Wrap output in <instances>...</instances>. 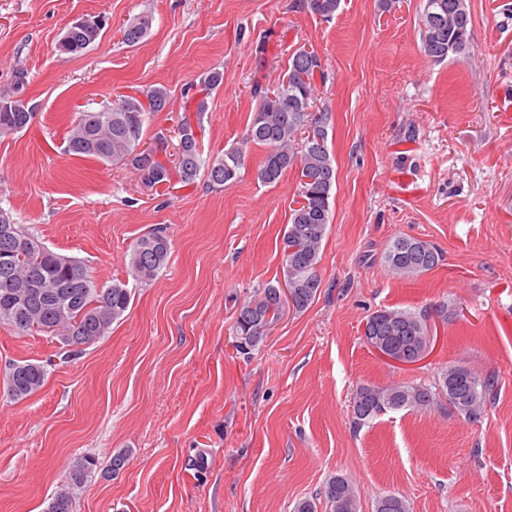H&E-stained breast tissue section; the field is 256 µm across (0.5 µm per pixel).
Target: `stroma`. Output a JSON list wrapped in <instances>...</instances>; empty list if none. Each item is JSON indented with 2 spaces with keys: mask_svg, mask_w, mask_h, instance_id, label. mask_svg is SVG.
<instances>
[{
  "mask_svg": "<svg viewBox=\"0 0 512 512\" xmlns=\"http://www.w3.org/2000/svg\"><path fill=\"white\" fill-rule=\"evenodd\" d=\"M424 5L341 0L326 21L304 0H0V90L24 71L37 105L0 139V208L105 286L126 279L140 235L160 227L171 243L109 336L23 401L0 384V512H45L83 455L97 464L77 512H293L334 475L356 484L360 512L389 493L409 512H512V0H470L472 56L439 64L420 50ZM144 12L152 29L127 46L122 29ZM90 15L105 21L101 39L59 53L66 26ZM300 47L322 59L316 106L337 169L322 283L246 357L236 306L280 275L297 168L263 183L266 149L252 145L231 185L149 187L125 165L69 154L67 131L80 112L163 84L170 103L143 127L151 144L218 66L200 136L216 154L241 144L254 81L275 85ZM398 237L429 241L442 262L393 278L381 254ZM381 308L428 315L425 358L396 364L365 343ZM58 343L0 323V377ZM453 363L498 380L480 418L399 410L354 429L357 386L431 384ZM120 452L128 461L110 473Z\"/></svg>",
  "mask_w": 512,
  "mask_h": 512,
  "instance_id": "stroma-1",
  "label": "stroma"
}]
</instances>
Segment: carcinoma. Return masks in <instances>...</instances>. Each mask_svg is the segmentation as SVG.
Segmentation results:
<instances>
[{
  "label": "carcinoma",
  "instance_id": "1",
  "mask_svg": "<svg viewBox=\"0 0 512 512\" xmlns=\"http://www.w3.org/2000/svg\"><path fill=\"white\" fill-rule=\"evenodd\" d=\"M314 14L330 18L340 0H305ZM153 17L141 14L123 28V42L134 47L150 32ZM421 51L430 60L470 57L472 19L466 0H426L421 14ZM103 24L91 28H69L57 43L64 54H79L102 37ZM323 73L317 53L296 49L274 88L256 84L253 112L245 143L266 147L258 178L267 184L279 180L288 168H298L299 206L290 209L282 237V277L291 285L292 307L302 312L314 301L321 287L318 273L320 251L331 219V191L336 185V168L327 144H318L316 135L327 130L329 115L313 110L315 76ZM146 101L122 96L111 109L81 112L68 130V152L79 157L122 163L137 171L149 186L169 184L173 179L190 185L199 173L208 182L222 187L234 182L243 165L245 151L231 148L208 159L202 158L197 136L190 135L191 120L183 115L177 125L178 143L172 165L151 159L157 146L169 148L168 137L156 134L152 145L141 151L143 126L148 115L164 111L170 102L167 87L154 86L144 93ZM31 110L0 111V138L24 130L33 118ZM18 237L0 239V322L22 332L36 321L41 331L60 339L64 349L45 360H24L11 365L3 377L8 395L17 401L38 392L45 384L53 358L61 362L81 353L68 346L89 347L112 330V324L128 310L131 291L118 281L108 287L96 282L80 260L58 254L44 245L30 228L15 225ZM170 252L168 237L161 229L138 237L130 247L127 275L137 284L153 281L166 266ZM384 266L397 279H413L434 269L442 254L430 242L414 237H398L382 253ZM280 285L268 284L243 300L235 311L236 349L246 355L266 340L284 309ZM368 345L381 344L401 360L418 362L431 345L426 315L408 309L381 308L371 313L363 331ZM497 396V380L462 365H450L438 383L379 386L363 384L352 398V423L355 428L389 411H440L475 419L492 405ZM95 466V458H75L65 480L51 497L46 512H76L74 489L81 486ZM329 512H359L360 495L346 477L329 478L315 498H304L294 512H318L317 499ZM374 512H408L404 498L396 494L379 497Z\"/></svg>",
  "mask_w": 512,
  "mask_h": 512
}]
</instances>
